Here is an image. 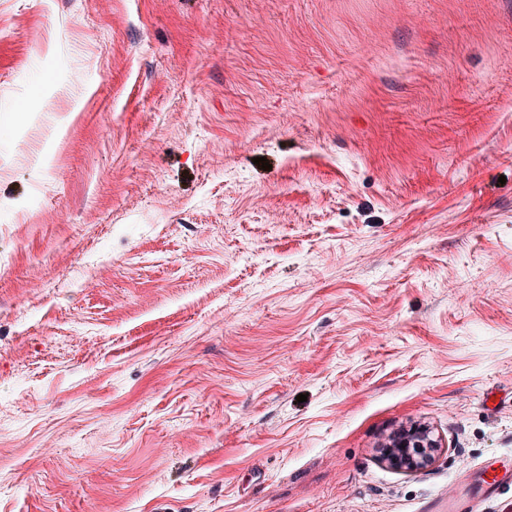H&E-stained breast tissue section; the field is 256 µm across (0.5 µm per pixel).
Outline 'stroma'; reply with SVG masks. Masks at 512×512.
Here are the masks:
<instances>
[{
    "mask_svg": "<svg viewBox=\"0 0 512 512\" xmlns=\"http://www.w3.org/2000/svg\"><path fill=\"white\" fill-rule=\"evenodd\" d=\"M509 45L512 0H0V512H512ZM386 458L396 469L415 472L433 464L434 452L443 448L441 439L436 437L429 426H419L394 434L387 444ZM412 448H421L415 453Z\"/></svg>",
    "mask_w": 512,
    "mask_h": 512,
    "instance_id": "1",
    "label": "stroma"
}]
</instances>
